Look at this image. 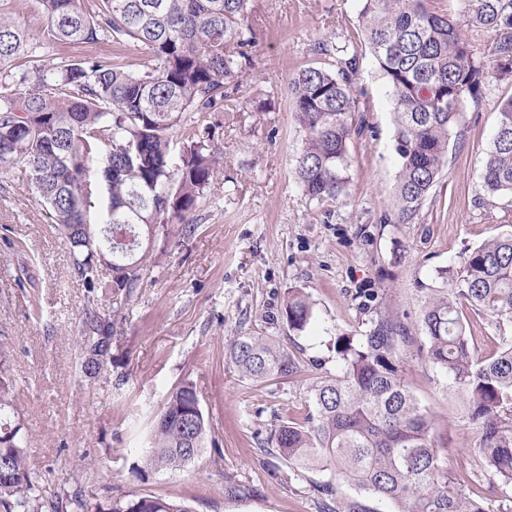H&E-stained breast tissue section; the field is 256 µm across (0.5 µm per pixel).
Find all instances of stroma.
Returning a JSON list of instances; mask_svg holds the SVG:
<instances>
[{"mask_svg": "<svg viewBox=\"0 0 512 512\" xmlns=\"http://www.w3.org/2000/svg\"><path fill=\"white\" fill-rule=\"evenodd\" d=\"M255 45L240 88L245 99L274 96L271 112L201 115L224 151L189 237L158 240L131 297L112 306V365L96 378L80 369L81 317L92 298L22 167L0 171V352L16 382L13 400L24 451L38 476L37 498L109 504L120 497L178 498L193 512H322L329 471L283 462L267 447L282 418L315 413L310 389L335 374L337 337L363 335L369 301L399 317L413 344L400 348L404 379L429 413L438 465L490 512L512 488L486 475L479 428L456 384L416 353L422 311L446 290L442 270L464 252L512 234V197L487 196L482 166L512 82L487 76L478 106L460 114L437 185L409 223L394 195L400 159L389 87L370 54L356 86L368 111L348 153L339 200H308L295 181L304 133L288 81L324 40L341 43L358 26L357 0H254ZM313 305L301 332L280 316L289 289ZM479 355L512 339V322L463 306ZM279 337L309 364L300 375L255 383L225 358L244 333ZM194 384L207 420L199 456L180 469L147 467L149 432L169 391Z\"/></svg>", "mask_w": 512, "mask_h": 512, "instance_id": "1", "label": "stroma"}]
</instances>
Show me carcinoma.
<instances>
[{
	"label": "carcinoma",
	"mask_w": 512,
	"mask_h": 512,
	"mask_svg": "<svg viewBox=\"0 0 512 512\" xmlns=\"http://www.w3.org/2000/svg\"><path fill=\"white\" fill-rule=\"evenodd\" d=\"M358 37L335 47L336 63L310 62L289 79L296 120L305 133L295 179L303 194L333 203L349 181L348 117L366 112L355 87L359 50L368 48L387 80L401 165L395 205L411 221L437 184L448 137L468 103L478 104L483 80L512 78V0H459L458 16L438 0H360ZM47 27L33 33L0 8V169L20 165L68 246L84 288L106 300L133 289L147 268V246L158 236L196 230L199 200L223 162L210 124L187 114L242 112L237 97L243 63L254 45L252 0H36ZM483 32V44L463 28ZM141 44L150 59L138 72L110 56H58L68 45ZM190 133L182 165L167 163L168 136ZM107 147L102 180L87 161ZM482 179L488 196H512V97L499 107ZM103 195L99 224L87 219ZM107 265L111 278L102 276ZM452 288L429 299L419 353L448 373L480 430L482 469L512 485V342L480 358L470 346L463 300L512 321V235L466 253ZM89 306L82 315V358L112 357V323ZM282 319L303 331L313 308L288 291ZM395 315L377 313L365 335L336 338V374L311 390L316 416L286 418L270 443L287 463H321L360 496L327 512H371L364 497L389 500L399 512H487L480 494H463L438 466L432 420L406 386L399 345L411 343ZM230 362L255 383L295 375L299 357L275 336H236ZM13 380L0 360V507L33 512L35 476L11 421ZM207 421L189 382L175 386L157 415L148 465L182 468L201 451ZM86 512H191L183 501L145 495L113 500Z\"/></svg>",
	"instance_id": "carcinoma-1"
}]
</instances>
